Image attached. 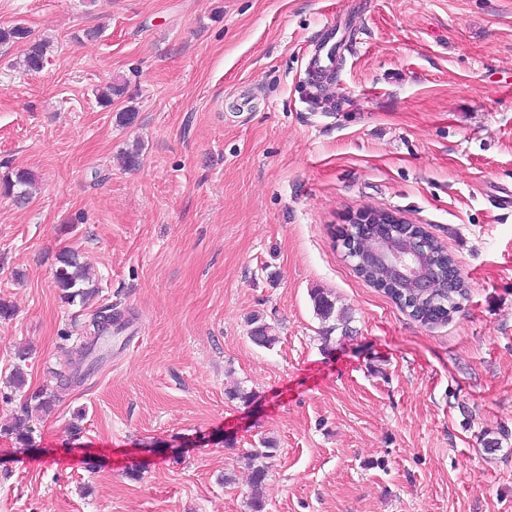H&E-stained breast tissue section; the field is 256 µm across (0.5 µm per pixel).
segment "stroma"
<instances>
[{"label": "stroma", "mask_w": 512, "mask_h": 512, "mask_svg": "<svg viewBox=\"0 0 512 512\" xmlns=\"http://www.w3.org/2000/svg\"><path fill=\"white\" fill-rule=\"evenodd\" d=\"M338 17L321 99L306 60ZM16 23L52 48L27 72L0 46V176L37 183L0 194V512H251L266 439L264 512H512V0H0ZM363 208L453 255L448 323L355 274L339 235ZM67 249L95 275L83 306L52 282ZM317 288L348 336L323 340ZM108 305L139 342L57 384ZM23 416L29 441L2 433ZM34 176L28 172L15 173V179L12 176H6L0 180V193L4 195H15L18 198H24L32 194L31 188L34 185ZM314 311L316 315L323 321L327 322L334 318L335 321L341 322L340 325H342L345 331L348 329L347 327V318L342 313H338L336 315V301L334 299H331L330 295L325 293L324 291H321L320 289L314 290L312 295L310 296ZM259 463L260 464H257V462L253 460L249 465L252 470L250 476V486L252 489L250 505L252 512H263L265 507V502L261 497L260 489L266 480L268 469L265 464L262 462Z\"/></svg>", "instance_id": "35a3bbf8"}]
</instances>
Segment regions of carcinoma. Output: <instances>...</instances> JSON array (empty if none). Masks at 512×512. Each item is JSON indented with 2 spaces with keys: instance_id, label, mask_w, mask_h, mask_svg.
<instances>
[{
  "instance_id": "carcinoma-1",
  "label": "carcinoma",
  "mask_w": 512,
  "mask_h": 512,
  "mask_svg": "<svg viewBox=\"0 0 512 512\" xmlns=\"http://www.w3.org/2000/svg\"><path fill=\"white\" fill-rule=\"evenodd\" d=\"M23 44L26 46L25 63L29 70L38 72L44 68L47 62L49 42L36 40L31 37V31L22 24H13L0 27V45ZM127 93L124 83L112 82L107 91L100 95V102L108 107L116 98ZM34 176L28 172H17L15 177L6 176L0 180V193L24 198L32 194ZM348 242V249L354 255L367 258L370 246V235L359 232L344 236ZM357 274L367 283L384 291L396 305L408 316L425 326H433L448 322L459 309V300L467 293V285L461 275H456L453 281L445 278L439 279L436 287L426 294H421L419 288H406L393 282L392 274L383 267H367L364 265L356 268ZM55 287L61 291V298L68 304L76 301H85L91 294L87 284L90 283L87 264L78 261L72 252H64L57 257V265L52 271ZM314 311L324 322L334 319L347 326V318L341 313H336V301L327 293L316 289L311 295ZM117 319L116 311L103 309L96 313L92 321L94 334L90 341L79 346L80 359L86 363L85 368L71 371V367L55 373L56 379L61 385L73 382H82L96 368V362L90 360L98 340L112 332V324ZM249 339L257 346L270 348L277 341L278 336L273 327L260 321L251 323ZM276 447L270 441L263 442V448L255 453L256 459L251 461L250 486L252 512H264L265 502L260 494V489L268 475L267 466L257 463V460L269 459L275 456Z\"/></svg>"
}]
</instances>
